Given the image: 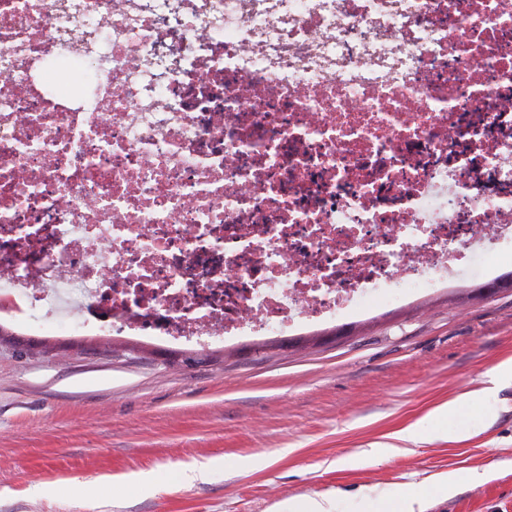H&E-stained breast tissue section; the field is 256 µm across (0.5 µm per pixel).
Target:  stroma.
<instances>
[{
  "instance_id": "1",
  "label": "stroma",
  "mask_w": 512,
  "mask_h": 512,
  "mask_svg": "<svg viewBox=\"0 0 512 512\" xmlns=\"http://www.w3.org/2000/svg\"><path fill=\"white\" fill-rule=\"evenodd\" d=\"M287 338H0V512H512V288Z\"/></svg>"
}]
</instances>
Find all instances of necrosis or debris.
I'll return each mask as SVG.
<instances>
[{
    "mask_svg": "<svg viewBox=\"0 0 512 512\" xmlns=\"http://www.w3.org/2000/svg\"><path fill=\"white\" fill-rule=\"evenodd\" d=\"M512 263V0H0V325L260 340Z\"/></svg>",
    "mask_w": 512,
    "mask_h": 512,
    "instance_id": "obj_1",
    "label": "necrosis or debris"
}]
</instances>
